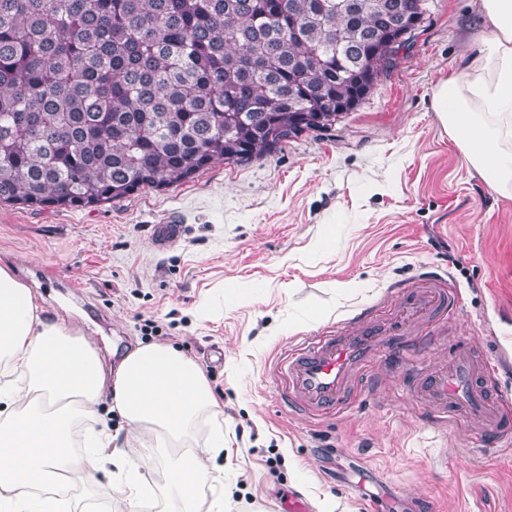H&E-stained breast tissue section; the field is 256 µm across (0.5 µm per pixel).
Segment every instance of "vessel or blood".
<instances>
[{"label":"vessel or blood","mask_w":512,"mask_h":512,"mask_svg":"<svg viewBox=\"0 0 512 512\" xmlns=\"http://www.w3.org/2000/svg\"><path fill=\"white\" fill-rule=\"evenodd\" d=\"M459 307L456 294L426 277L403 292L391 308L382 307L339 322L291 349L279 370L281 398L321 416L353 404L365 388L371 363L405 360L413 370V393L435 427L467 422L501 438L512 437L504 396L489 391L495 368L489 356L469 345L457 347L447 363H428L414 343L418 336H442L448 316Z\"/></svg>","instance_id":"obj_1"}]
</instances>
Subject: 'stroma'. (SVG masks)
<instances>
[{
  "label": "stroma",
  "instance_id": "1",
  "mask_svg": "<svg viewBox=\"0 0 512 512\" xmlns=\"http://www.w3.org/2000/svg\"><path fill=\"white\" fill-rule=\"evenodd\" d=\"M427 6L399 66L330 128L98 208L0 203V264L107 363L147 342L205 370L224 401L234 512H317L326 496L337 512H414L420 499L429 512H512V448L487 450L473 425L431 427L406 369L377 366L362 400L334 416L280 400L289 349L427 276L461 306L428 362L458 343L506 353L490 386L512 397V193L486 182L433 110L437 86L491 30L480 0ZM173 220L182 235L156 247ZM71 492L75 505L120 497L100 469L74 475Z\"/></svg>",
  "mask_w": 512,
  "mask_h": 512
}]
</instances>
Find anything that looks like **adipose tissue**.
Segmentation results:
<instances>
[{
	"mask_svg": "<svg viewBox=\"0 0 512 512\" xmlns=\"http://www.w3.org/2000/svg\"><path fill=\"white\" fill-rule=\"evenodd\" d=\"M494 37L481 55L442 82L434 106L468 162L495 186L512 184V0H481ZM131 430L124 447L108 425L70 449L76 424L100 403ZM224 405L202 367L169 345H141L106 366L68 317L47 318L41 297L0 264V512H61L57 503L79 471L112 462L122 487L118 512H131L159 450L170 463V512H196L202 488L210 512H232L231 491L213 460L224 449ZM214 423L205 447L188 446L193 428Z\"/></svg>",
	"mask_w": 512,
	"mask_h": 512,
	"instance_id": "obj_1",
	"label": "adipose tissue"
}]
</instances>
